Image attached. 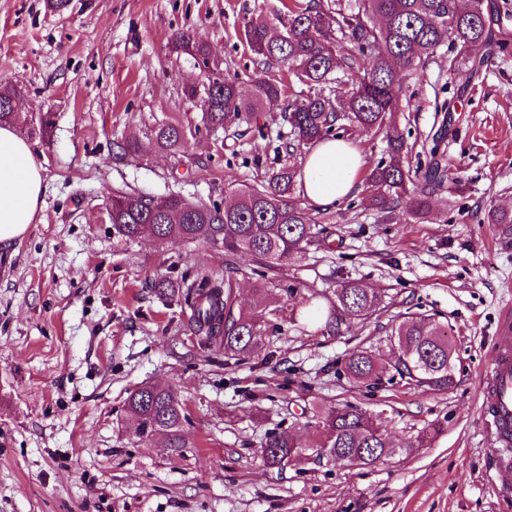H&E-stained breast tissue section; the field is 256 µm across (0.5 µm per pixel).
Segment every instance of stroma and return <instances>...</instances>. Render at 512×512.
Here are the masks:
<instances>
[{"mask_svg":"<svg viewBox=\"0 0 512 512\" xmlns=\"http://www.w3.org/2000/svg\"><path fill=\"white\" fill-rule=\"evenodd\" d=\"M282 0H0V82L21 88L19 108L49 113L48 136L28 140L43 166L36 224L0 249V512H512L500 489L505 451L480 410V389L512 310V236L484 216L512 207V53L489 54L471 83L448 69L452 44L404 83L397 116L411 156L445 132L452 187L426 220L378 221L366 186L335 207L312 208L329 247L274 270L236 259L239 305L278 309L255 350L234 359L198 344L190 311L155 282L223 281L224 250L197 241L128 242L109 216L113 192L177 193L221 204L268 171L297 166L286 153L282 101L266 103L245 137L207 130L199 100L208 76L174 34L192 27L241 89L261 69L248 20L276 22ZM451 112L440 110L443 99ZM191 129L183 152L155 149L153 126ZM143 149L121 156L118 142ZM380 292L382 309L342 335L305 318L288 286L321 292L338 282ZM447 324L456 383L433 392L404 382L359 387L344 358L363 347L394 357L397 315ZM173 387L185 446L145 440L125 412L143 384ZM351 403L376 416L392 444L438 431L422 447L372 467L323 459L268 466L267 433L314 448L305 408Z\"/></svg>","mask_w":512,"mask_h":512,"instance_id":"35a3bbf8","label":"stroma"}]
</instances>
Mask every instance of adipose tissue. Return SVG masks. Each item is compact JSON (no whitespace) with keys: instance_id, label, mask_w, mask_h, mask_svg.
Here are the masks:
<instances>
[{"instance_id":"obj_1","label":"adipose tissue","mask_w":512,"mask_h":512,"mask_svg":"<svg viewBox=\"0 0 512 512\" xmlns=\"http://www.w3.org/2000/svg\"><path fill=\"white\" fill-rule=\"evenodd\" d=\"M364 164L350 142H318L306 154L299 190L317 206L336 205L356 191ZM43 194V167L26 137L14 126H0V247L21 240L36 223Z\"/></svg>"}]
</instances>
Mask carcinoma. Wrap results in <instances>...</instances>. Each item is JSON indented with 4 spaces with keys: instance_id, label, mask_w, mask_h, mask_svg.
<instances>
[{
    "instance_id": "cac0c4a2",
    "label": "carcinoma",
    "mask_w": 512,
    "mask_h": 512,
    "mask_svg": "<svg viewBox=\"0 0 512 512\" xmlns=\"http://www.w3.org/2000/svg\"><path fill=\"white\" fill-rule=\"evenodd\" d=\"M282 30L263 21L245 26V39L252 54L265 67L276 65L288 71L307 88L305 97L288 101L283 109L291 139L285 148L297 151L304 145L330 137L339 139L353 125L367 133L383 135L388 158L364 177L371 202L384 221L400 217L407 186L413 185L409 214L415 220L431 215V198L447 179V170L437 158L438 146L430 150L426 169L421 162L404 159L403 140L396 119L402 111L401 75L425 67L434 51L450 41L456 56L449 70L464 81L473 80L483 59L473 54L480 46L498 52L512 51V42L502 37L499 5L492 0H302L278 17ZM177 47L195 61L210 59L207 46L192 29L173 36ZM374 51L368 66H362L367 50ZM335 82L329 94L323 85ZM20 95L15 86L0 85V123L25 124L13 112L12 101ZM202 120L210 129L226 131L251 124L266 101L282 95L281 86L265 78L253 80L249 98L242 96L237 79L224 76L198 94ZM154 147L177 153L187 142L181 125L159 124L151 129ZM295 167H283L257 184H243L234 200L222 207L201 202L185 203L170 194L155 197L119 192L112 195V224L115 233L129 240L204 241L219 244L228 257L224 283L203 277L186 290L161 280L157 287L170 290L192 310L193 331L205 347L224 349L230 356H245L261 340L266 325L279 310L248 311L234 295L239 254L255 258L267 269L299 258L311 247L325 245L326 230L295 196ZM336 302L324 318V329L342 335V327L376 314L381 295L356 280H343L334 290ZM397 355L389 365L379 366L363 349L345 358V371L358 386L400 379L434 391L455 385L456 358L447 327L419 316L404 320L392 329ZM128 416L142 430V437L160 435L172 452L184 447L181 436L186 416L177 393L157 388L133 391L125 402ZM318 419V455L342 459L356 466H374L395 452L373 415L356 405L326 407L313 412ZM265 462L279 467L285 462L303 463L306 449L287 432H271L261 446Z\"/></svg>"
}]
</instances>
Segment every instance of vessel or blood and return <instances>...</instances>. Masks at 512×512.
Wrapping results in <instances>:
<instances>
[{"instance_id": "1", "label": "vessel or blood", "mask_w": 512, "mask_h": 512, "mask_svg": "<svg viewBox=\"0 0 512 512\" xmlns=\"http://www.w3.org/2000/svg\"><path fill=\"white\" fill-rule=\"evenodd\" d=\"M481 394L495 439L503 447L512 446V339L500 344Z\"/></svg>"}]
</instances>
